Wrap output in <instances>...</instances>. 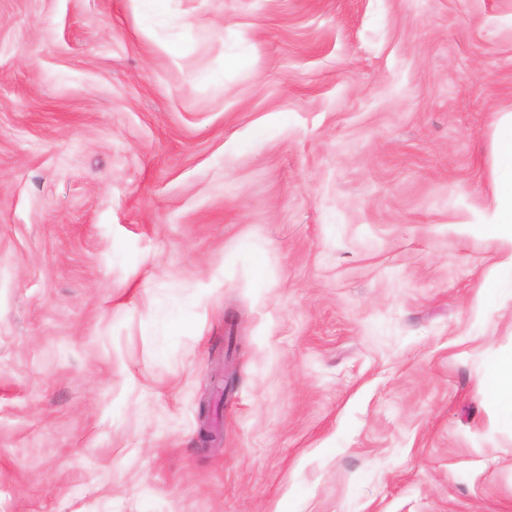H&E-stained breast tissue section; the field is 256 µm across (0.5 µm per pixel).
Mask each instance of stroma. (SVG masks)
Masks as SVG:
<instances>
[{
    "label": "stroma",
    "mask_w": 512,
    "mask_h": 512,
    "mask_svg": "<svg viewBox=\"0 0 512 512\" xmlns=\"http://www.w3.org/2000/svg\"><path fill=\"white\" fill-rule=\"evenodd\" d=\"M510 107L512 0H0V512H512ZM492 178L490 201L483 224L512 247V108L498 112L492 125ZM482 388L496 404L499 423L512 428V356L493 367Z\"/></svg>",
    "instance_id": "35a3bbf8"
}]
</instances>
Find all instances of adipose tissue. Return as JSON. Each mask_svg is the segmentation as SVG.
Returning a JSON list of instances; mask_svg holds the SVG:
<instances>
[{"label":"adipose tissue","instance_id":"ef3b65f1","mask_svg":"<svg viewBox=\"0 0 512 512\" xmlns=\"http://www.w3.org/2000/svg\"><path fill=\"white\" fill-rule=\"evenodd\" d=\"M492 178L484 223L512 243V108L492 125ZM494 400L500 424L512 428V358L497 363L482 384Z\"/></svg>","mask_w":512,"mask_h":512}]
</instances>
